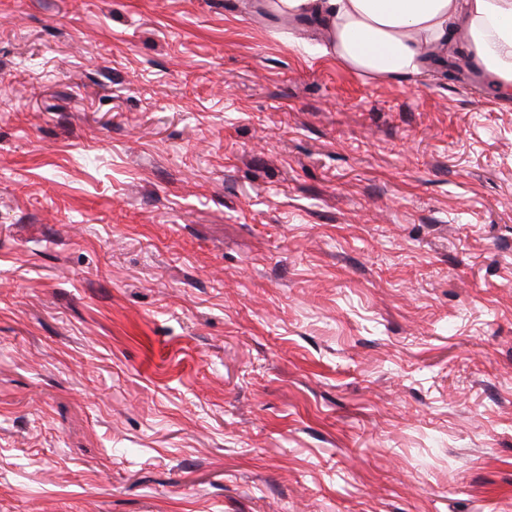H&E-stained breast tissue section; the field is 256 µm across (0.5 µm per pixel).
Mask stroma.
Segmentation results:
<instances>
[{"label": "stroma", "mask_w": 512, "mask_h": 512, "mask_svg": "<svg viewBox=\"0 0 512 512\" xmlns=\"http://www.w3.org/2000/svg\"><path fill=\"white\" fill-rule=\"evenodd\" d=\"M261 0H0V512H512V89Z\"/></svg>", "instance_id": "1"}]
</instances>
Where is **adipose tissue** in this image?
Here are the masks:
<instances>
[{
	"mask_svg": "<svg viewBox=\"0 0 512 512\" xmlns=\"http://www.w3.org/2000/svg\"><path fill=\"white\" fill-rule=\"evenodd\" d=\"M285 17L305 18L325 50L352 70L383 79L419 73L446 50L448 24L466 27L486 71L512 85V0H268Z\"/></svg>",
	"mask_w": 512,
	"mask_h": 512,
	"instance_id": "obj_1",
	"label": "adipose tissue"
}]
</instances>
